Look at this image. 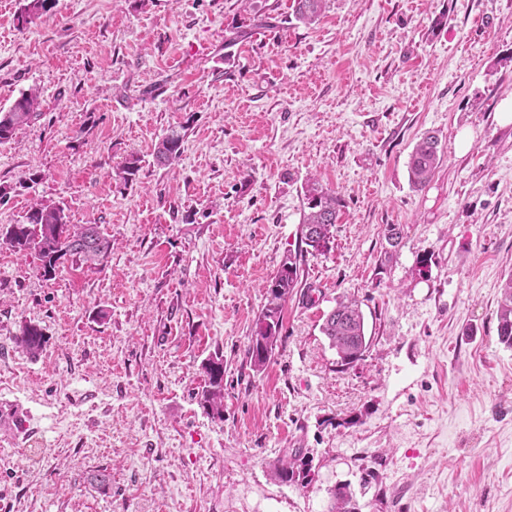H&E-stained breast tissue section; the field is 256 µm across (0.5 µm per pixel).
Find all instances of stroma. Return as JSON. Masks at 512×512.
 <instances>
[{"label": "stroma", "mask_w": 512, "mask_h": 512, "mask_svg": "<svg viewBox=\"0 0 512 512\" xmlns=\"http://www.w3.org/2000/svg\"><path fill=\"white\" fill-rule=\"evenodd\" d=\"M24 2L0 0V107L37 88L42 110L0 144V228L61 202L112 251L47 281L0 245V396L34 426L0 449V512H328L341 484L361 512H512V0H327L312 24L294 0H56L22 26ZM429 132L444 156L418 190ZM311 176L341 208L304 254ZM295 251L282 341L253 370ZM346 298L372 338L351 367L320 331ZM217 354L220 420L197 397ZM294 455L307 477L277 480ZM189 121L171 126L156 143L154 158L160 166H170L177 162L182 154V145L189 129ZM443 148L434 135H425L413 149L408 162L409 180L413 187H424L439 167ZM297 261V255L293 256L291 252L285 255L265 285L267 303L256 320V330L247 349L250 366L256 371L266 366L281 341L284 305L299 282ZM502 300L498 309V340L507 348H512V272L501 284ZM16 340L33 357L42 352L45 343L42 329L32 324H24L19 336H16Z\"/></svg>", "instance_id": "obj_1"}]
</instances>
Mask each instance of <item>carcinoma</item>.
Masks as SVG:
<instances>
[{"label":"carcinoma","instance_id":"cac0c4a2","mask_svg":"<svg viewBox=\"0 0 512 512\" xmlns=\"http://www.w3.org/2000/svg\"><path fill=\"white\" fill-rule=\"evenodd\" d=\"M55 0H26L21 12V21L29 24L48 12ZM324 0H295L296 18L306 24L316 22L322 12ZM41 93L30 88L6 109L0 108V144L12 139L16 131L31 124L38 116ZM189 129L188 123L171 126L156 143L154 158L160 166H170L182 154V145ZM443 157V148L434 135L420 139L408 162L409 180L413 187H424L434 175ZM139 157L132 155L120 165L118 176L129 184L139 171ZM307 211L301 222V242L315 251L329 247L332 228L339 219L340 200L335 193L323 188L314 178L305 185ZM0 238L10 244L15 253H33L40 261L38 266L42 278H55L60 268L68 261L80 262L88 267L99 265L112 251V238L97 224H73L67 208L56 202L34 203L21 224H12L0 233ZM300 277L297 256L283 257L276 273L267 281L265 288L267 303L256 320V330L247 349L250 366L262 370L270 361L281 341L283 309ZM502 300L498 309V340L512 348V272L501 284ZM321 331L336 350L341 365H351L363 357L369 347L365 317L355 299H346L324 318ZM30 355L42 352L45 338L42 329L25 324L16 337ZM205 385L199 394V403L207 415L224 419V359L217 354L204 364ZM304 467L300 459L280 460L273 468L277 479L288 483L295 480L296 469ZM333 502L329 512H360V505L347 487L340 486L332 492Z\"/></svg>","mask_w":512,"mask_h":512}]
</instances>
